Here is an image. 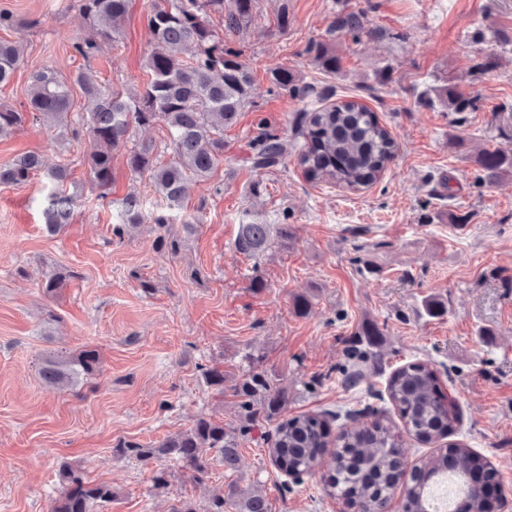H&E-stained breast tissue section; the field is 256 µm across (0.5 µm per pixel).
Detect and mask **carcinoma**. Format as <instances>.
I'll return each instance as SVG.
<instances>
[{
    "instance_id": "cac0c4a2",
    "label": "carcinoma",
    "mask_w": 512,
    "mask_h": 512,
    "mask_svg": "<svg viewBox=\"0 0 512 512\" xmlns=\"http://www.w3.org/2000/svg\"><path fill=\"white\" fill-rule=\"evenodd\" d=\"M78 2L92 33L74 35L72 47L87 61L100 52L101 44L117 41L130 0ZM256 4L257 0H152L147 25L154 49L146 60L150 81L142 92L131 96L106 86L87 68L68 79L52 68L42 67L30 76L29 113L0 106V136L22 126L28 116L35 124L55 129L63 138L86 135L91 141L86 163L98 187L109 186L114 153L124 151L131 175L148 180L167 209L180 208L189 185L208 180L224 159V127L233 124L251 102L250 70L241 60V51L224 46V32L239 33L249 28ZM213 14L224 18V31L210 24ZM330 32L350 34L356 40L364 34L372 35L360 11L337 14ZM308 53L328 72L340 68L339 58L323 42L312 43ZM23 59L19 43L0 41V85L9 82ZM270 74L276 87L305 103L293 126L297 162L305 177L353 189L374 184L398 151L395 139L375 112L353 101L324 106V94L298 84L287 69L275 67ZM74 84L84 97L82 106L72 97ZM444 93L450 112L476 108L475 98L454 86L446 87ZM158 124L169 135V143L163 147V151L173 154L168 163L160 162L155 143H130L134 127ZM250 148V162L257 170L279 165L285 154L281 137L263 126ZM478 165L479 180L491 184L512 170V151L485 150L478 157ZM43 167L40 154L25 153L0 167V184L25 185ZM49 177L53 189L46 196L43 218L46 231L54 235L71 216L72 200L63 191L70 178L69 163L58 162ZM147 220L156 226L157 250L178 255L182 238L170 232L169 216L164 212L143 214L133 195L122 202L112 232L120 238L128 228ZM293 238L289 224H241L234 246L238 253L257 260L276 244L288 246ZM72 276L67 269L49 273L43 283L45 295H57ZM99 364L98 350L86 348L70 355L47 356L39 373L48 385L64 388L72 385L76 376H94ZM203 377L216 395L224 396L221 366L205 369ZM280 381L279 375L263 369L241 375L233 386L241 422L234 431L224 428L220 421L200 417L188 430L154 445L120 439L115 450L144 464L181 462L192 471L193 480L201 483L209 478L210 453L221 457L224 470H235L239 440L264 421L274 424L269 454L275 466L285 474L300 471L311 479L320 477L326 493L354 512H390L394 490L407 476L412 485L406 488L398 512H429L430 490L450 474L466 484L464 497L468 498L469 512H485V497L473 488L472 479L492 470L486 456L450 444L424 466L409 471L399 436L391 427L376 419L362 426H344L333 436L327 420L319 414L286 416L288 391ZM386 394L406 429L420 442L429 443L451 432L457 421L456 405L444 396L435 371L425 363L409 362L396 368L386 381ZM329 447L333 448L330 469L321 475V457ZM57 477L60 496L52 512H93L94 507L112 502V485L88 480L77 465L62 462ZM226 505L234 512H270L262 494L236 485L229 487L228 495L212 497L208 512H226Z\"/></svg>"
}]
</instances>
